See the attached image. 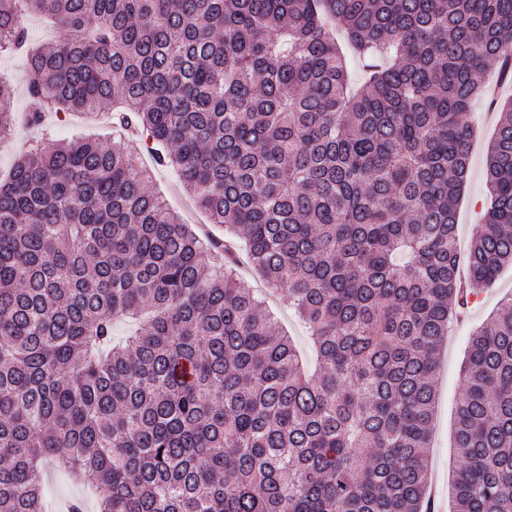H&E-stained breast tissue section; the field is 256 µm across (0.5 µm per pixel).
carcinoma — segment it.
<instances>
[{
    "mask_svg": "<svg viewBox=\"0 0 512 512\" xmlns=\"http://www.w3.org/2000/svg\"><path fill=\"white\" fill-rule=\"evenodd\" d=\"M29 13L59 31L33 54ZM509 44L512 0H0L27 125L116 108L136 129L35 140L0 179V512H49L48 459L98 512H428L442 345L512 264V98L464 255L456 222L467 114ZM136 149L286 293L315 369ZM463 380L452 512H512V297ZM138 162L151 170L153 188L182 216L185 224H189L202 239L208 236L224 239V227L219 228L209 223L207 216L193 204L189 194L170 169L156 166L147 153L138 156Z\"/></svg>",
    "mask_w": 512,
    "mask_h": 512,
    "instance_id": "1",
    "label": "carcinoma"
}]
</instances>
